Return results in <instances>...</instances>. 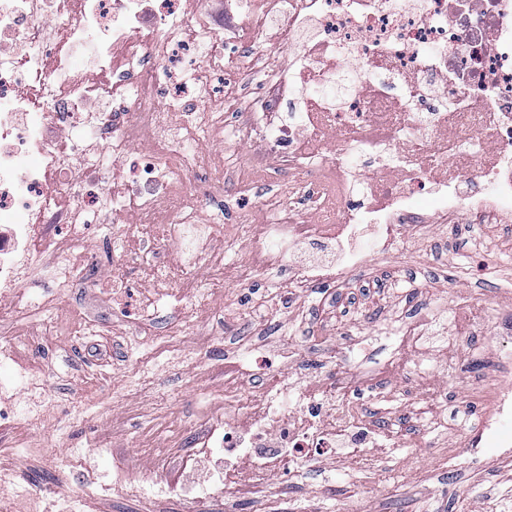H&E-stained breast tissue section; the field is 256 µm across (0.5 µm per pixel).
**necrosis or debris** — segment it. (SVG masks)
Returning <instances> with one entry per match:
<instances>
[{
  "instance_id": "necrosis-or-debris-1",
  "label": "necrosis or debris",
  "mask_w": 512,
  "mask_h": 512,
  "mask_svg": "<svg viewBox=\"0 0 512 512\" xmlns=\"http://www.w3.org/2000/svg\"><path fill=\"white\" fill-rule=\"evenodd\" d=\"M243 2L251 29L277 25L298 49L285 64L275 50L251 55L250 70L276 95L229 129L223 113L206 107L228 65L223 21L189 18L181 0H0V37L16 43L0 51V316L45 312L74 287L72 251L87 225L109 216L132 219L136 235L113 233V248L135 244L157 282L140 293V320L177 323L186 304L206 309L220 278L199 281L201 258L211 241L239 229L220 214L199 221L205 198L190 177L204 144L228 130L239 145H266L264 156L245 155V168L265 181L288 176L283 193L265 202L272 222L251 234V269L288 268V249L334 241L335 261L293 270L300 285L344 287L367 254L404 251L409 235L431 223L457 224L466 212L512 223V0ZM87 43L92 74L72 66ZM293 89L292 111H280ZM143 142L148 150L133 155ZM427 194L438 203L432 215L419 203ZM73 196L78 204L68 205ZM304 196L309 222L293 206ZM51 225L69 244L45 266ZM364 231L368 252L345 247ZM44 277L53 292L28 289ZM263 374L269 392L260 397L224 382L238 416L213 424L194 452L225 457L210 483L149 486L116 473L105 492L149 490L201 504L220 490L229 507L295 460L365 447L371 427L335 385L306 391L280 369ZM475 391L490 408L480 439L495 437L512 421V366ZM240 454L254 466L232 463Z\"/></svg>"
}]
</instances>
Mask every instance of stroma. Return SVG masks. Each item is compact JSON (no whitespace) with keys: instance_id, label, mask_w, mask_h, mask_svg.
<instances>
[{"instance_id":"1","label":"stroma","mask_w":512,"mask_h":512,"mask_svg":"<svg viewBox=\"0 0 512 512\" xmlns=\"http://www.w3.org/2000/svg\"><path fill=\"white\" fill-rule=\"evenodd\" d=\"M207 148L203 167L223 175L224 186L202 209V222L219 211L228 224L269 221L263 202L277 183H259L251 205L240 208L234 172L241 148L218 141ZM247 250L244 238L216 243L199 276L220 264L224 282L205 311H187L179 329L162 317L137 330L113 316L98 295L111 276L112 248L98 233L73 252L80 278L52 308L55 329L23 313L0 318V348L14 345L38 366L40 397L56 411L55 421L41 423L16 414L0 432V491L62 486L76 495L89 478L111 480L116 463L127 465L129 478L151 482L194 473L196 443L211 423L235 415L224 407L231 339L254 336L295 355L285 363L253 352L242 375L245 392L265 393L263 364L283 366L304 385L374 369L371 390L355 395L353 406L371 424L386 423L401 435L395 448H340L317 465L300 462L288 477L273 476L266 512H512V468L498 462L494 444L473 466L449 460L483 411L453 365L495 350L496 316L512 309V224H482L468 214L460 224L428 228L413 251L370 258L346 288L294 284L293 267L326 255V245H302L290 253L288 270L277 273H239ZM88 317L97 335H82ZM391 322L425 324L429 339L416 349L401 347L382 331ZM341 342L358 344L359 359L326 367L325 357ZM61 427L83 448L80 461L69 462ZM89 512H224V498L199 506L149 493L104 494Z\"/></svg>"}]
</instances>
